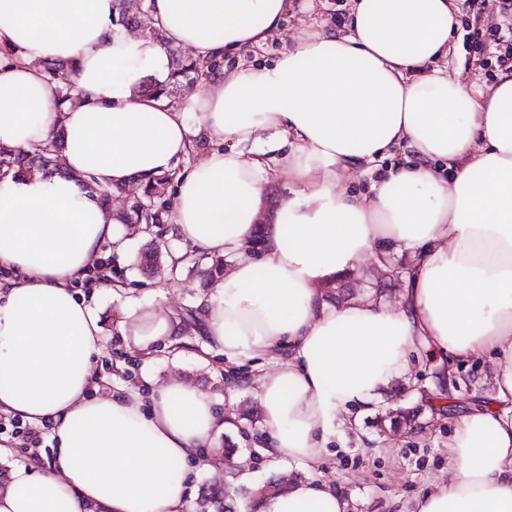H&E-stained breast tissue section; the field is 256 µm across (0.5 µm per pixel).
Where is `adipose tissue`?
I'll return each mask as SVG.
<instances>
[{
	"label": "adipose tissue",
	"instance_id": "obj_1",
	"mask_svg": "<svg viewBox=\"0 0 512 512\" xmlns=\"http://www.w3.org/2000/svg\"><path fill=\"white\" fill-rule=\"evenodd\" d=\"M161 36L120 23L116 0H0V148L68 135L65 174L0 179V409L55 425L47 469L10 467L0 512H184L186 477L225 419L185 380L92 394L103 336L75 293L116 241L123 211L83 186L125 187L174 170L177 236L226 257L201 302V332L252 380L266 455L316 469L337 427L372 410L420 348L455 366L488 356L492 395L459 414L448 479L413 512H512V68L477 89L437 62L457 0H351L345 30L303 32L270 65L213 71L183 104L139 95L165 81L171 49L205 62L281 31L288 0H148ZM76 66L59 105L43 63ZM195 113L187 123L186 113ZM405 156L372 185L347 179L391 147ZM292 194L266 196L274 165ZM401 271L398 308L342 304L326 287L362 260ZM246 512H348L310 479Z\"/></svg>",
	"mask_w": 512,
	"mask_h": 512
}]
</instances>
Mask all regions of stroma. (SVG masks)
Listing matches in <instances>:
<instances>
[{"instance_id":"1","label":"stroma","mask_w":512,"mask_h":512,"mask_svg":"<svg viewBox=\"0 0 512 512\" xmlns=\"http://www.w3.org/2000/svg\"><path fill=\"white\" fill-rule=\"evenodd\" d=\"M348 2L291 0L279 36L261 47L224 58L223 67L230 69L242 62L271 63L301 31L322 23L331 27L340 24ZM461 9L460 27L453 33L448 50V71L483 89L493 85L499 73V50L487 32L491 14L473 10L471 0H461ZM116 232L124 247L104 246L103 257L120 288L93 294L84 288L79 291L101 316L104 344L95 367L106 372L109 391L145 388L173 377L192 382L213 397L219 416L234 419L233 427L215 436L210 453L220 454L230 441L240 448L255 447L265 433L258 401L248 386L229 380L223 354L210 349L196 327L183 325L177 342L160 339L147 354L131 344V330L144 313L162 307L182 317L197 309L199 300L209 292L201 268L195 265L201 252L179 240L168 215L161 223L148 226L120 224ZM154 248L162 252L156 267L147 270L134 263V256ZM408 260L407 254L395 255L387 276L380 275L371 262L360 263L346 279L350 295L377 294L389 306H397L401 288L397 272ZM409 364L408 374L392 382L376 409L361 418L358 430L337 429L316 470L261 456L253 466L255 485L297 473L334 486L347 500L350 512H404L408 502L430 489L436 478L446 476V445L455 418L470 404L484 399L493 387L492 359L457 364L456 385L445 395L450 406L436 417L416 401L415 390L434 386L441 365L428 361L421 352L411 354Z\"/></svg>"}]
</instances>
